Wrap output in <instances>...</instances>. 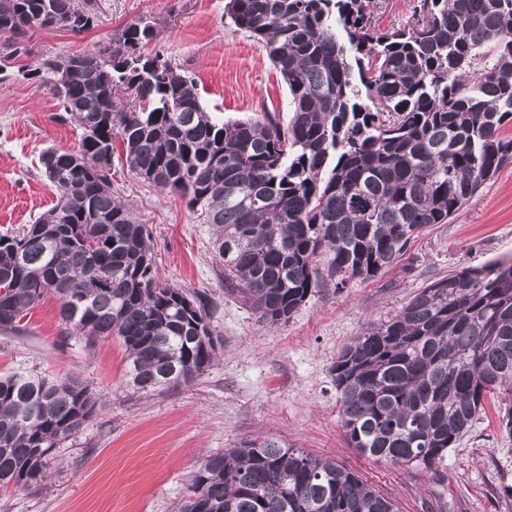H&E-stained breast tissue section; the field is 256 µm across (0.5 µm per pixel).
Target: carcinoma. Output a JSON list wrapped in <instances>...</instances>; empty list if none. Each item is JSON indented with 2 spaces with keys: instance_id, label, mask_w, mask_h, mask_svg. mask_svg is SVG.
<instances>
[{
  "instance_id": "carcinoma-1",
  "label": "carcinoma",
  "mask_w": 512,
  "mask_h": 512,
  "mask_svg": "<svg viewBox=\"0 0 512 512\" xmlns=\"http://www.w3.org/2000/svg\"><path fill=\"white\" fill-rule=\"evenodd\" d=\"M375 0H228L237 31L261 42L288 87V121L223 120L184 66L144 47L139 18L102 46L49 56L59 122L77 147L44 171L56 203L0 235L11 318L47 295L85 345L114 336L126 385L153 394L200 376L216 357L207 303L159 277L151 234L108 188L98 154L120 143L129 171L187 199L212 226L227 293L286 323L313 293L399 264L512 159V0H418L412 23L381 32ZM101 0H0V55L34 29H90ZM58 73L67 75L63 85ZM18 258L11 260L10 253ZM349 445L377 462L442 479L448 449L485 402L512 435V261L463 267L368 324L330 369ZM96 398L80 378L0 376V488L42 481L50 455L87 425ZM42 452L34 455L35 449ZM179 512H396L336 461L273 438L207 457Z\"/></svg>"
}]
</instances>
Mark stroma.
I'll list each match as a JSON object with an SVG mask.
<instances>
[{"label": "stroma", "mask_w": 512, "mask_h": 512, "mask_svg": "<svg viewBox=\"0 0 512 512\" xmlns=\"http://www.w3.org/2000/svg\"><path fill=\"white\" fill-rule=\"evenodd\" d=\"M226 0H102L98 22L75 33L36 29L30 54L0 79V234L31 223L56 195L39 156L76 147L80 131L54 119L48 84L24 78L48 55L106 42L141 17L157 23L149 52L195 73L203 104L224 119L263 112L288 118V89L263 45L234 31ZM112 189L147 224L160 276L210 304L217 358L202 375L144 396L125 385L118 339L84 346L44 298L15 329H0V375H75L98 396L97 411L57 448L40 486L0 488V512H177L208 456L266 437L330 457L389 498L397 512H512V438L496 402L449 449L444 481L419 467H395L359 454L339 426L330 367L362 326L392 317L422 287L464 266L512 260V163L447 224H433L397 266L346 288L321 289L285 323L271 327L224 290V266L209 225L185 200L112 165Z\"/></svg>", "instance_id": "stroma-1"}]
</instances>
